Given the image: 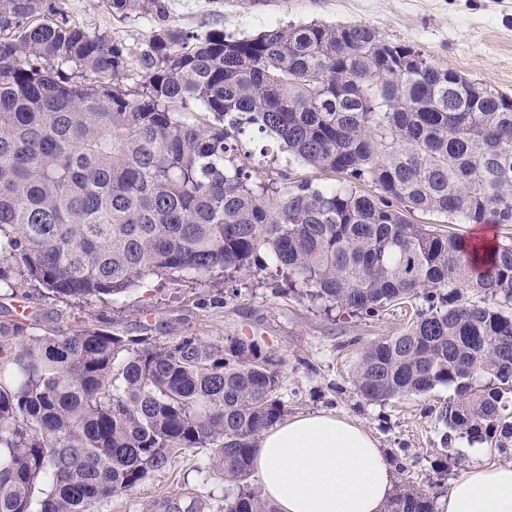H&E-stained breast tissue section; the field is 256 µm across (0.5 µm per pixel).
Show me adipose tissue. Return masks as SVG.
<instances>
[{"instance_id": "obj_1", "label": "adipose tissue", "mask_w": 512, "mask_h": 512, "mask_svg": "<svg viewBox=\"0 0 512 512\" xmlns=\"http://www.w3.org/2000/svg\"><path fill=\"white\" fill-rule=\"evenodd\" d=\"M471 456L449 485L443 512H512V463L486 461L477 448ZM252 468L279 512H383L394 481L375 436L325 411L276 423L260 439Z\"/></svg>"}]
</instances>
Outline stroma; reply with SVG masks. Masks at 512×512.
I'll return each instance as SVG.
<instances>
[{"instance_id":"35a3bbf8","label":"stroma","mask_w":512,"mask_h":512,"mask_svg":"<svg viewBox=\"0 0 512 512\" xmlns=\"http://www.w3.org/2000/svg\"><path fill=\"white\" fill-rule=\"evenodd\" d=\"M70 16L90 30L137 47L152 34L145 14L113 18L106 0H64ZM171 26L203 36L215 29L250 36L275 25L368 23L393 44L414 47L481 87L512 96V0H167ZM40 308L48 323L72 328L100 325L123 336L163 340L193 334L238 336L282 357L279 396L289 414L319 410L353 418L368 428L395 470L396 480L427 491L449 484L434 470L435 451L451 444L459 454L477 447L465 437L445 440L437 420L454 389L440 385L403 399L370 402L357 395L352 373L370 345L403 332L414 304L377 317L326 312L307 298L276 290L269 272H240L224 283L215 275H149L111 305L41 296L32 283L0 290V305ZM212 451L186 448L171 467L150 474L129 495L102 501L99 512H169L196 503V512H224L236 494L211 467Z\"/></svg>"}]
</instances>
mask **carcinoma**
Segmentation results:
<instances>
[{"mask_svg": "<svg viewBox=\"0 0 512 512\" xmlns=\"http://www.w3.org/2000/svg\"><path fill=\"white\" fill-rule=\"evenodd\" d=\"M156 18L148 41L73 22L62 0H0V285L104 304L147 275L273 266L329 310L376 317L423 300L371 345L356 393L439 385L451 433L512 443V98L367 24L236 38L172 28L166 0H108ZM283 169L256 171L250 137ZM341 176L318 186L293 164ZM124 357L119 369L114 363ZM284 360L240 337L121 336L0 311V512H97L184 448L238 488L225 512H277L249 483L287 413ZM383 512H435L401 482Z\"/></svg>", "mask_w": 512, "mask_h": 512, "instance_id": "carcinoma-1", "label": "carcinoma"}]
</instances>
